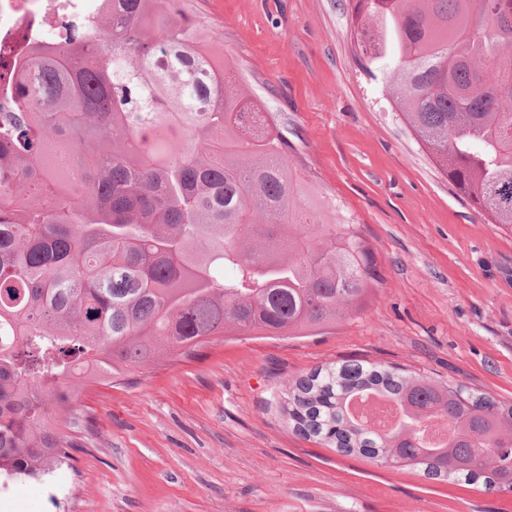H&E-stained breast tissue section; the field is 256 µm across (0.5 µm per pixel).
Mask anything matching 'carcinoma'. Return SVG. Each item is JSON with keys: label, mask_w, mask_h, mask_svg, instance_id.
Returning <instances> with one entry per match:
<instances>
[{"label": "carcinoma", "mask_w": 512, "mask_h": 512, "mask_svg": "<svg viewBox=\"0 0 512 512\" xmlns=\"http://www.w3.org/2000/svg\"><path fill=\"white\" fill-rule=\"evenodd\" d=\"M92 0L50 47L0 56V478L68 464L65 385L110 384L236 333L301 338L379 280L353 224L303 205L288 139L235 80L195 0ZM369 71L416 142L512 229V0H350ZM403 412L387 434L356 388ZM300 435L512 492V404L344 363L279 405ZM495 460L491 476L473 465Z\"/></svg>", "instance_id": "cac0c4a2"}]
</instances>
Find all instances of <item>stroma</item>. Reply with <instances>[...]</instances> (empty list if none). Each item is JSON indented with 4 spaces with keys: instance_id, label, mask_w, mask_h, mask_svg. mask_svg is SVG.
Listing matches in <instances>:
<instances>
[{
    "instance_id": "obj_1",
    "label": "stroma",
    "mask_w": 512,
    "mask_h": 512,
    "mask_svg": "<svg viewBox=\"0 0 512 512\" xmlns=\"http://www.w3.org/2000/svg\"><path fill=\"white\" fill-rule=\"evenodd\" d=\"M237 78L287 130L312 208L343 204L375 256L366 306L305 338L238 334L77 396L81 447L0 512H512V493L342 456L282 393L348 360L512 402V232L448 182L365 71L348 0H196Z\"/></svg>"
}]
</instances>
